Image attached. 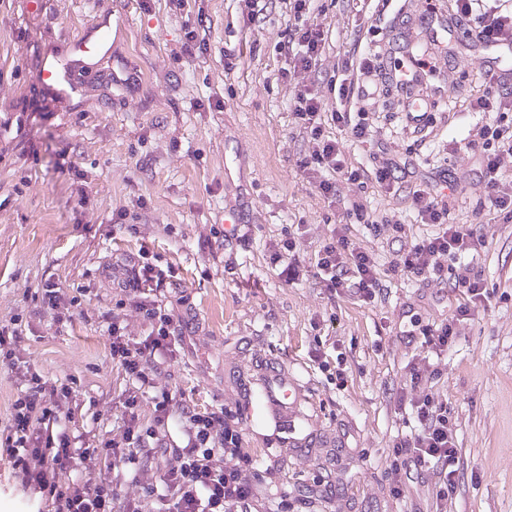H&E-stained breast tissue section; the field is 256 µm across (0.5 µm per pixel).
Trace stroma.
<instances>
[{"label": "stroma", "mask_w": 512, "mask_h": 512, "mask_svg": "<svg viewBox=\"0 0 512 512\" xmlns=\"http://www.w3.org/2000/svg\"><path fill=\"white\" fill-rule=\"evenodd\" d=\"M125 2L117 50L134 82L89 84L63 108L37 89L35 59L44 39L82 26L100 0H46L37 23L22 0H0V110L22 116L19 130L0 133V324L22 317V356L48 377L76 382L85 427L94 429L93 412L125 387L106 348L101 314L112 307V285L101 268L113 252L148 250L173 269L166 303L192 308L200 324L164 375L177 397L245 411L269 368L306 386L314 448L289 447L264 419L239 427L265 500L284 512H435L432 470H412L401 496L389 491L392 443L415 427L395 396L409 382L407 363L426 357L421 328L446 322L459 294L391 272L392 230L374 234L329 206L299 171L312 141L291 111L296 83L280 52L295 23L288 0ZM427 9L449 28L447 43L420 26ZM305 20L327 36L314 74L326 111L336 108L326 83L338 62L369 48L384 58L360 78L378 142H353L333 124L325 135L355 167L371 171L396 156L413 164L397 193L371 182L356 194L342 185V194L414 239L427 228L410 189L468 175L448 195L449 218L484 237L475 269L492 295L448 353L431 359L455 430L448 512H512V221L483 209L467 147L489 120L468 110L469 99L488 91L512 100V54L478 46L475 17L457 16L454 0H313ZM191 30L206 36L190 57ZM406 72L414 83L403 90L396 79ZM229 205L243 213V239L224 235ZM300 224L305 265L335 225H347L377 258L381 294L332 300L312 277L281 280L268 245ZM48 281L78 298L84 316L58 324L36 314L35 294ZM337 363L341 381L329 371Z\"/></svg>", "instance_id": "1"}]
</instances>
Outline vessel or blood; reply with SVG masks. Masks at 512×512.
I'll return each instance as SVG.
<instances>
[{"label": "vessel or blood", "instance_id": "vessel-or-blood-1", "mask_svg": "<svg viewBox=\"0 0 512 512\" xmlns=\"http://www.w3.org/2000/svg\"><path fill=\"white\" fill-rule=\"evenodd\" d=\"M118 35L113 31L112 11L103 9L76 33L45 40L36 65L43 90L61 102L70 101L78 90L80 75L92 72L98 53L114 51ZM260 399L278 420H286L291 381L287 376L266 372L260 375Z\"/></svg>", "mask_w": 512, "mask_h": 512}]
</instances>
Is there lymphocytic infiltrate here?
<instances>
[{
    "label": "lymphocytic infiltrate",
    "instance_id": "obj_1",
    "mask_svg": "<svg viewBox=\"0 0 512 512\" xmlns=\"http://www.w3.org/2000/svg\"><path fill=\"white\" fill-rule=\"evenodd\" d=\"M478 0H455L456 11L476 15L473 30L484 41H512V16L494 11L474 14ZM320 24L305 23L291 30L284 56L298 80L291 108L313 142L299 167L325 199L340 198L341 184L361 185L365 173L348 167L338 140L325 136L324 126L336 123L358 143L374 142L377 128L366 112L353 110L362 97L357 76L382 67L378 52L358 61H344L328 82L340 107L325 112L321 91L311 80L325 52ZM483 126L479 141L471 142L484 175V201L490 209L512 220V190L500 185L498 173L504 154H512V115L494 112ZM497 140L501 151L487 152L480 141ZM412 202L430 233L401 241L394 270L421 280H442L446 260L459 264L456 287L465 297L446 323L422 329V348L439 355L458 336L461 322L472 307L490 295L486 281L467 262L484 241L476 231L449 221L448 202L423 189L411 192ZM297 233L270 243L272 264L280 266L285 281H298L303 273L317 279L329 296L350 292L373 301L382 287L381 272L372 253L357 246L342 228L324 239L311 268H304L296 253ZM116 293L107 323L110 356L121 368L126 387L115 402L120 421L112 430L96 433L81 422L82 406L72 381L52 380L33 369L19 350L20 327L0 326V368L15 376L16 393L10 418L0 427V452L23 489L40 502L39 512H262V495L252 481L253 460L241 445L233 424L238 416L220 406L198 409L179 399L161 378L178 362L187 337L197 335L199 324L192 310L166 308L161 297L170 273L153 264L146 253L113 258L108 268ZM144 327L133 335L131 319ZM410 387L398 390V406H409L419 427L392 446L388 476L391 492L400 495L407 466L436 470V512H447L456 485L457 448L448 402L434 393L427 367L410 364ZM150 400L152 417L143 422L140 407ZM177 425L184 444L169 430Z\"/></svg>",
    "mask_w": 512,
    "mask_h": 512
}]
</instances>
